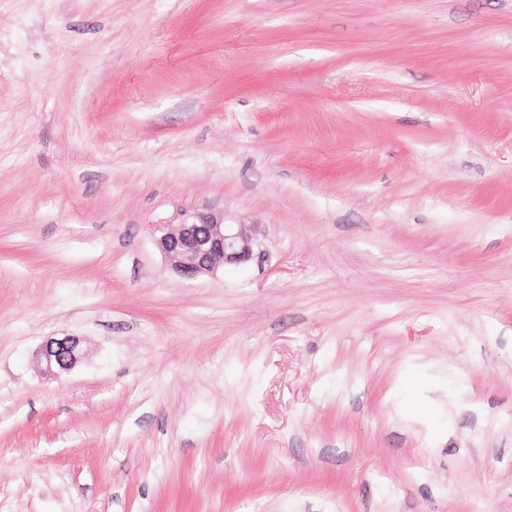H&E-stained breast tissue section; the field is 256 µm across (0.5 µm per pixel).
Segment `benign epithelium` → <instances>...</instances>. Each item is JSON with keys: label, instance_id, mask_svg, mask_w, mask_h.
Here are the masks:
<instances>
[{"label": "benign epithelium", "instance_id": "1", "mask_svg": "<svg viewBox=\"0 0 512 512\" xmlns=\"http://www.w3.org/2000/svg\"><path fill=\"white\" fill-rule=\"evenodd\" d=\"M257 232L256 224H227L222 213L191 209L180 210L172 222L151 226L157 248L185 279L262 260ZM81 356L82 340L73 335L51 337L39 350L44 372L50 375L71 370Z\"/></svg>", "mask_w": 512, "mask_h": 512}]
</instances>
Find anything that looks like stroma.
<instances>
[{
  "label": "stroma",
  "mask_w": 512,
  "mask_h": 512,
  "mask_svg": "<svg viewBox=\"0 0 512 512\" xmlns=\"http://www.w3.org/2000/svg\"><path fill=\"white\" fill-rule=\"evenodd\" d=\"M0 512H512V0H0ZM259 225L225 224L223 213L182 209L173 222L152 225L151 234L173 270L185 279H195L226 265L261 261ZM82 356V340L78 336L66 335L47 339L39 350L44 372L55 375L70 371Z\"/></svg>",
  "instance_id": "obj_1"
}]
</instances>
